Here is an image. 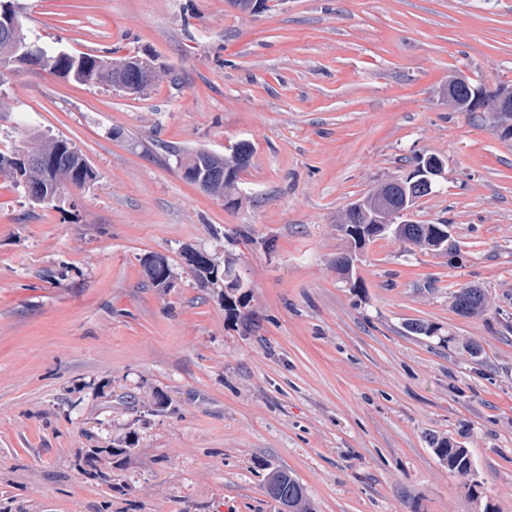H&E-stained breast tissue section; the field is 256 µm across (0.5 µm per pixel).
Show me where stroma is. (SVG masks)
I'll return each mask as SVG.
<instances>
[{
  "label": "stroma",
  "mask_w": 512,
  "mask_h": 512,
  "mask_svg": "<svg viewBox=\"0 0 512 512\" xmlns=\"http://www.w3.org/2000/svg\"><path fill=\"white\" fill-rule=\"evenodd\" d=\"M14 2L42 45L163 75L0 85V149L38 128L97 173L45 203L0 181V512H278L268 462L313 512H512V146L448 99L457 74L512 86V0ZM241 140L238 204L183 178L178 151ZM429 155L443 174L412 219L448 221L456 254L377 238L346 281L349 204ZM189 248L234 259L245 318ZM468 285L483 315L453 310ZM143 267L149 281L155 287L166 286L171 269L166 259L159 255H151L144 259ZM452 307L462 316L480 315L487 309V297L483 288H461L452 296ZM432 448L440 462L448 469L462 476L471 474V458L466 448L455 445L448 438H434Z\"/></svg>",
  "instance_id": "obj_1"
}]
</instances>
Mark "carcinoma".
I'll return each mask as SVG.
<instances>
[{
    "mask_svg": "<svg viewBox=\"0 0 512 512\" xmlns=\"http://www.w3.org/2000/svg\"><path fill=\"white\" fill-rule=\"evenodd\" d=\"M36 50L45 61L43 68L63 79L92 86H112L122 76L128 83L140 85L139 73L126 57L112 59L90 53L73 55L64 51H48L39 46ZM469 91L470 86L463 82H448V93L458 109L468 98ZM253 153L251 143L240 141L227 154L202 149L190 152L181 159L180 167L183 177L198 185L202 191L217 198L231 197L238 185V174L249 166ZM39 158L53 161L51 179H46V169L37 163ZM0 179L51 200L66 185L84 187L90 184L96 179V174L87 158L70 141L46 137L33 131L23 146L8 152L0 151ZM382 197L389 201L388 213L392 216L404 207L405 190L399 186L385 185L363 198L360 210L347 211L342 227L350 238L351 251L378 237L365 226L377 208L378 199ZM394 228L395 238L417 248L443 251L448 246V242L441 241L439 237V230L448 228L446 224H396ZM198 256L199 266L193 269V273L203 284L209 281L218 264L209 254L200 252ZM143 267L152 285L159 287L167 284L171 269L164 257L151 255L144 259ZM247 296L243 285H231V290L224 295V310L234 317L242 316L241 309L247 305ZM452 307L465 317L480 315L487 309L486 293L482 288H462L453 294ZM432 448L440 462L448 465V470L462 476L471 474V458L467 449L446 438L433 439ZM265 489L270 499L280 506L288 504L292 512H312L304 487L284 469L269 468Z\"/></svg>",
    "mask_w": 512,
    "mask_h": 512,
    "instance_id": "cac0c4a2",
    "label": "carcinoma"
}]
</instances>
